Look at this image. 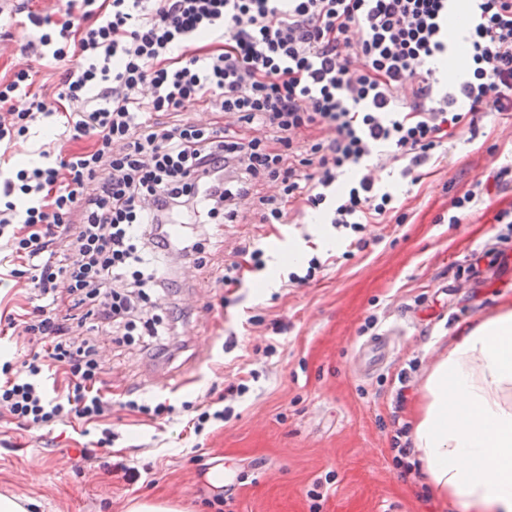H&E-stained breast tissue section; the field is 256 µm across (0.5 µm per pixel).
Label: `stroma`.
Here are the masks:
<instances>
[{"label": "stroma", "mask_w": 512, "mask_h": 512, "mask_svg": "<svg viewBox=\"0 0 512 512\" xmlns=\"http://www.w3.org/2000/svg\"><path fill=\"white\" fill-rule=\"evenodd\" d=\"M512 168V120L493 112L476 115L474 130L450 139L440 164L426 166L420 183L400 175V164L377 173L379 187L397 194L404 223L377 227L380 242L302 288L284 289L280 277L312 254L341 246L321 215L301 208L290 224H208L200 227L203 264L176 292L185 307L167 352L120 345L95 333L104 371L101 386L112 407L97 426L81 420L28 429L0 420V495L31 498L30 512H127L142 498L176 503L185 512H314L309 492L323 498L315 512H462L438 495L417 456L402 474L392 451L391 403L402 369L413 388L400 413L412 425L431 369L461 331L512 302V261L491 262L508 247L499 212L512 211V182L492 180ZM492 190L458 223L448 221L454 198L476 183ZM261 242L265 271L226 294L217 276L241 250ZM258 324H250V317ZM376 317L381 329L399 328L391 364L372 375L354 361ZM280 319L288 331L265 357L266 325ZM237 346L225 351V334ZM255 371L237 415L194 434L183 402L218 398L240 371ZM168 400L171 416L149 418L123 407L130 397ZM122 433L114 446L81 454L102 429ZM139 469L125 481L112 470L117 457ZM223 465L228 506L218 507L206 474Z\"/></svg>", "instance_id": "35a3bbf8"}]
</instances>
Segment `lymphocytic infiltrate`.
<instances>
[{
    "mask_svg": "<svg viewBox=\"0 0 512 512\" xmlns=\"http://www.w3.org/2000/svg\"><path fill=\"white\" fill-rule=\"evenodd\" d=\"M15 0L36 36L26 52L63 71L0 77V146L56 135L32 162L0 168V284L26 280L31 309L8 314L44 352L0 362V411L26 428L97 424L111 399L103 367L74 326L120 343L161 340L175 318L159 302L201 241L174 224L206 207L261 224L321 211L352 257L369 225L403 223L377 185L382 156L418 183L420 167L479 111L512 113V0H471L469 68L442 91L451 0H70L43 13ZM469 104L457 109L458 101ZM202 102L225 124L182 122Z\"/></svg>",
    "mask_w": 512,
    "mask_h": 512,
    "instance_id": "lymphocytic-infiltrate-1",
    "label": "lymphocytic infiltrate"
}]
</instances>
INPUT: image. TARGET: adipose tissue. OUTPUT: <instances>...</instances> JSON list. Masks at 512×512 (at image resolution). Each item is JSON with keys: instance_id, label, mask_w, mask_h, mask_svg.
<instances>
[{"instance_id": "1", "label": "adipose tissue", "mask_w": 512, "mask_h": 512, "mask_svg": "<svg viewBox=\"0 0 512 512\" xmlns=\"http://www.w3.org/2000/svg\"><path fill=\"white\" fill-rule=\"evenodd\" d=\"M413 442L439 493L467 512H512V306L470 329L433 367Z\"/></svg>"}]
</instances>
